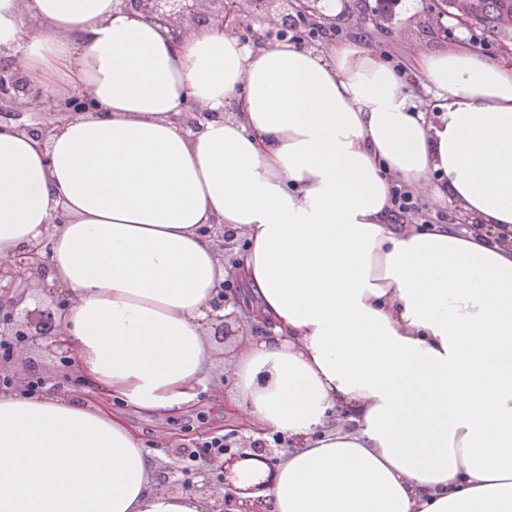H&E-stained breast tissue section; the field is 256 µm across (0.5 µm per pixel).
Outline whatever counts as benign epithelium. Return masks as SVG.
<instances>
[{
  "mask_svg": "<svg viewBox=\"0 0 512 512\" xmlns=\"http://www.w3.org/2000/svg\"><path fill=\"white\" fill-rule=\"evenodd\" d=\"M284 2L288 8L267 17L263 27L250 28L246 41L269 44L286 41L288 24L292 20L320 15V0ZM122 4L145 17L164 22L177 40L201 21L220 29L228 24L230 32L237 36L244 29L240 0H122ZM0 102L10 106V109L0 112V122L13 121L19 129L33 134L43 143L61 121L95 111L94 102L85 92L76 91L66 98L47 95L31 84L20 69L1 63ZM213 117L214 113L194 106L183 113L180 123L186 135L192 136L201 129L202 122ZM67 221L63 208H57L39 241L26 245L11 262H0V343L8 346L7 352L0 355V370L3 372L7 371L6 364L13 357L43 346L54 356L56 371L65 375V381L77 382L70 373L72 348L64 331L71 302L45 282L50 235L55 227ZM204 232L213 238L220 252L226 255L234 253L238 245L235 230L223 224H211L204 226ZM237 288L239 285L231 280L219 283L213 313L208 317L210 335L221 341L240 334L245 336L249 331L255 334L262 332L259 325L244 321L236 312L219 314L228 305L237 304ZM244 457L267 460L265 441H252L248 452L241 448L229 453L232 461Z\"/></svg>",
  "mask_w": 512,
  "mask_h": 512,
  "instance_id": "1",
  "label": "benign epithelium"
}]
</instances>
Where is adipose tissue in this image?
Segmentation results:
<instances>
[{"label": "adipose tissue", "instance_id": "ef3b65f1", "mask_svg": "<svg viewBox=\"0 0 512 512\" xmlns=\"http://www.w3.org/2000/svg\"><path fill=\"white\" fill-rule=\"evenodd\" d=\"M0 56L94 112L48 143L0 124V259L57 207L46 280L67 289L77 389L0 391V512H209L152 480L113 403L177 415L206 389L219 282L265 335L231 365L248 437L225 467L263 512H512V59L465 44L394 67L363 40L173 44L121 0H0ZM213 112L186 137L177 116ZM484 233L395 223L392 188ZM247 244L224 266L203 225Z\"/></svg>", "mask_w": 512, "mask_h": 512}]
</instances>
